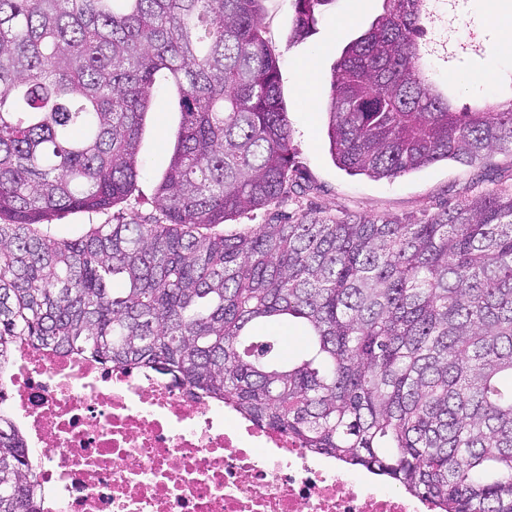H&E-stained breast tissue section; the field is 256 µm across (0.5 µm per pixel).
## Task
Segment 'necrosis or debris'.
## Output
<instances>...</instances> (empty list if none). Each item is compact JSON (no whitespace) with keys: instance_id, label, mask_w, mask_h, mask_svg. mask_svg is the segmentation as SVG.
Here are the masks:
<instances>
[{"instance_id":"4bbe7bcc","label":"necrosis or debris","mask_w":512,"mask_h":512,"mask_svg":"<svg viewBox=\"0 0 512 512\" xmlns=\"http://www.w3.org/2000/svg\"><path fill=\"white\" fill-rule=\"evenodd\" d=\"M0 395L43 512H432L151 369L16 343Z\"/></svg>"}]
</instances>
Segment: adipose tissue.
I'll use <instances>...</instances> for the list:
<instances>
[{
	"label": "adipose tissue",
	"instance_id": "ef3b65f1",
	"mask_svg": "<svg viewBox=\"0 0 512 512\" xmlns=\"http://www.w3.org/2000/svg\"><path fill=\"white\" fill-rule=\"evenodd\" d=\"M470 6L490 20L493 40L489 55L471 66L466 78L487 85L500 67L512 62V0H471Z\"/></svg>",
	"mask_w": 512,
	"mask_h": 512
}]
</instances>
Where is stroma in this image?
I'll list each match as a JSON object with an SVG mask.
<instances>
[{
    "mask_svg": "<svg viewBox=\"0 0 512 512\" xmlns=\"http://www.w3.org/2000/svg\"><path fill=\"white\" fill-rule=\"evenodd\" d=\"M329 0L305 39L292 40L294 0H264L263 36L281 72V97L291 130L293 175L278 209L291 216H377L423 223L444 208L482 190L512 185V151L490 152L481 162L462 166L441 161L394 180H372L338 168L329 152L322 107L333 66L342 48L367 30L384 12V0ZM492 39L485 18L467 10L462 0H437L422 36L436 50L442 72H455L483 58ZM313 60L317 70L312 93H305L297 63ZM157 91L139 146V177L132 196L105 215L69 212L53 219L61 236H75L92 224H125L155 216L153 197L166 170L179 121L178 95L164 76Z\"/></svg>",
    "mask_w": 512,
    "mask_h": 512,
    "instance_id": "stroma-1",
    "label": "stroma"
}]
</instances>
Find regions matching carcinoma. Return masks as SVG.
<instances>
[{
    "label": "carcinoma",
    "mask_w": 512,
    "mask_h": 512,
    "mask_svg": "<svg viewBox=\"0 0 512 512\" xmlns=\"http://www.w3.org/2000/svg\"><path fill=\"white\" fill-rule=\"evenodd\" d=\"M328 0H295L293 37ZM324 106L338 167L396 178L512 147V97L455 109L417 76L433 0H387ZM261 0H0V358L24 340L163 371L260 429L440 512H512V187L422 224L275 218L290 180ZM179 91L164 222L45 226L132 194L154 77ZM302 320L305 349L254 327ZM0 512H41L0 414ZM275 209L268 210L267 208L246 211L235 218L233 221H228L226 224H220L216 230L231 234L241 227L251 226L255 224H266L269 221L271 213Z\"/></svg>",
    "instance_id": "cac0c4a2"
}]
</instances>
